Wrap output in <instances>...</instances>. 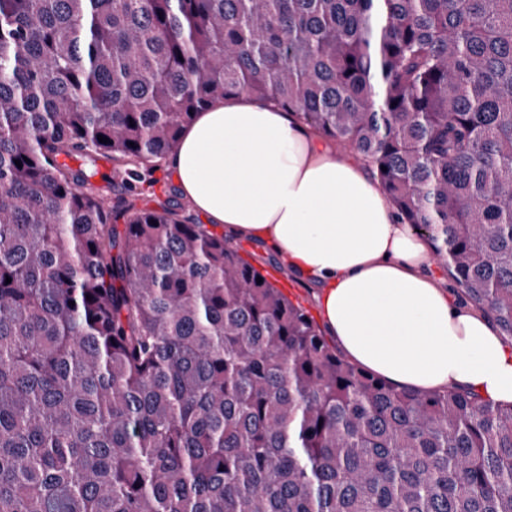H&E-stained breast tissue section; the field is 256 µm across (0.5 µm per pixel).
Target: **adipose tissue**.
Instances as JSON below:
<instances>
[{
    "instance_id": "obj_1",
    "label": "adipose tissue",
    "mask_w": 512,
    "mask_h": 512,
    "mask_svg": "<svg viewBox=\"0 0 512 512\" xmlns=\"http://www.w3.org/2000/svg\"><path fill=\"white\" fill-rule=\"evenodd\" d=\"M182 197L232 240L312 283L342 354L393 385L512 404V343L428 272L360 157L341 159L297 113L247 95L198 113L164 160Z\"/></svg>"
}]
</instances>
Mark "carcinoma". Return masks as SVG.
<instances>
[{"label":"carcinoma","instance_id":"obj_1","mask_svg":"<svg viewBox=\"0 0 512 512\" xmlns=\"http://www.w3.org/2000/svg\"><path fill=\"white\" fill-rule=\"evenodd\" d=\"M242 94L368 162L512 337V0H0V512H512V406L353 365L135 203Z\"/></svg>","mask_w":512,"mask_h":512}]
</instances>
